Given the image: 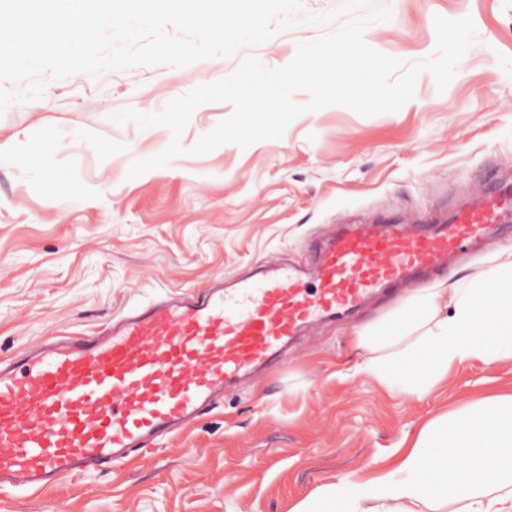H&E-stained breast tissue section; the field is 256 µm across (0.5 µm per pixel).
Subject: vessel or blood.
Returning a JSON list of instances; mask_svg holds the SVG:
<instances>
[{"label":"vessel or blood","instance_id":"obj_1","mask_svg":"<svg viewBox=\"0 0 512 512\" xmlns=\"http://www.w3.org/2000/svg\"><path fill=\"white\" fill-rule=\"evenodd\" d=\"M511 223L506 181L434 228L358 224L324 241L310 269L264 265L1 360L0 485L40 489L125 462L279 367L313 321L343 318Z\"/></svg>","mask_w":512,"mask_h":512}]
</instances>
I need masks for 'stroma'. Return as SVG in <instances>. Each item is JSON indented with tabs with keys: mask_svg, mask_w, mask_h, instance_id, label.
Listing matches in <instances>:
<instances>
[{
	"mask_svg": "<svg viewBox=\"0 0 512 512\" xmlns=\"http://www.w3.org/2000/svg\"><path fill=\"white\" fill-rule=\"evenodd\" d=\"M390 20L372 48L414 64L436 47L435 16L471 17L476 41L445 91L421 73L399 110L370 117L333 105L295 118L278 139L188 155L230 117L207 102L181 135L185 155L131 179L133 160L171 140L163 127L111 121L160 111L248 56L279 68L320 26L301 23L230 57L47 79L41 99L0 114V360L35 344L98 330L168 294L234 280L262 263L312 264L319 243L353 224L445 220L512 180V0H375ZM45 143L42 163L17 153ZM512 247L491 232L415 288L469 282L488 254ZM407 289L341 322L315 325L284 364L228 393L180 434L39 491L0 488V512H290L319 488L366 483L410 448L423 426L512 394V359L474 360L415 397L348 370L364 355L354 332L392 318Z\"/></svg>",
	"mask_w": 512,
	"mask_h": 512,
	"instance_id": "1",
	"label": "stroma"
}]
</instances>
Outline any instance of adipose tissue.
Wrapping results in <instances>:
<instances>
[{
  "label": "adipose tissue",
  "instance_id": "adipose-tissue-1",
  "mask_svg": "<svg viewBox=\"0 0 512 512\" xmlns=\"http://www.w3.org/2000/svg\"><path fill=\"white\" fill-rule=\"evenodd\" d=\"M354 344L365 355L357 373L384 385L396 372L417 395L456 366L512 351V258L467 287L420 289L396 318L356 332ZM349 485H325L292 512H416L421 505L436 512L444 503L462 504V512H512V395L433 419L367 492L350 493Z\"/></svg>",
  "mask_w": 512,
  "mask_h": 512
}]
</instances>
